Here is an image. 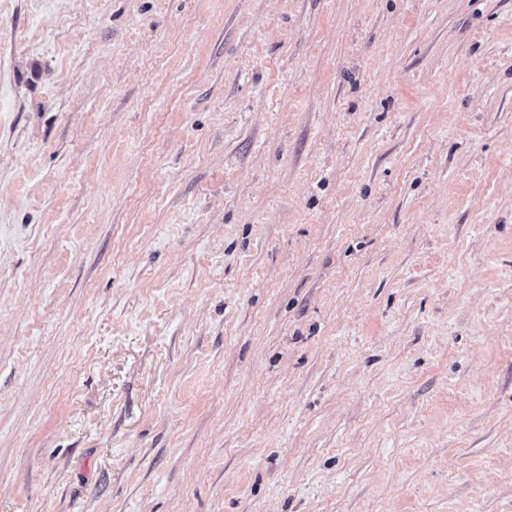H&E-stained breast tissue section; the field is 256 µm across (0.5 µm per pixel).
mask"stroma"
Masks as SVG:
<instances>
[{"instance_id": "1", "label": "stroma", "mask_w": 512, "mask_h": 512, "mask_svg": "<svg viewBox=\"0 0 512 512\" xmlns=\"http://www.w3.org/2000/svg\"><path fill=\"white\" fill-rule=\"evenodd\" d=\"M0 512H512V0H0Z\"/></svg>"}]
</instances>
